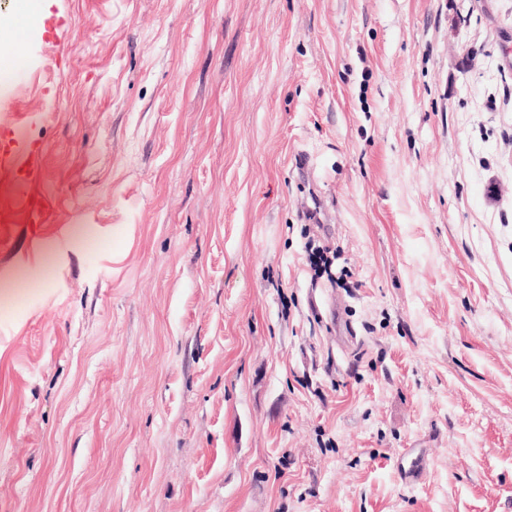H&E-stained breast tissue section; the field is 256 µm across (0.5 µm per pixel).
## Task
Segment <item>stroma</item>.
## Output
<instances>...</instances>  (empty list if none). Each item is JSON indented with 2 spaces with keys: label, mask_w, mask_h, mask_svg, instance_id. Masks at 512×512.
<instances>
[{
  "label": "stroma",
  "mask_w": 512,
  "mask_h": 512,
  "mask_svg": "<svg viewBox=\"0 0 512 512\" xmlns=\"http://www.w3.org/2000/svg\"><path fill=\"white\" fill-rule=\"evenodd\" d=\"M37 5L0 512H512V0Z\"/></svg>",
  "instance_id": "obj_1"
}]
</instances>
